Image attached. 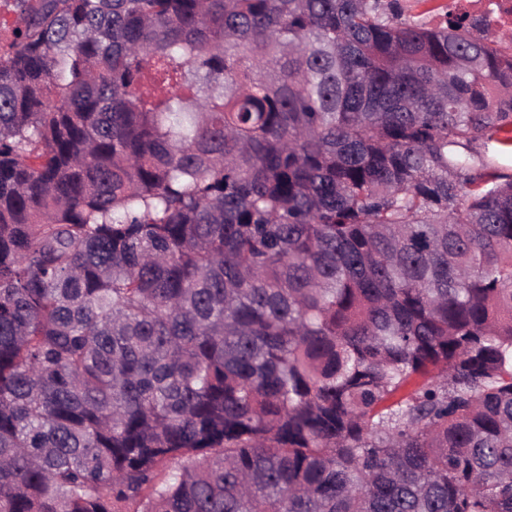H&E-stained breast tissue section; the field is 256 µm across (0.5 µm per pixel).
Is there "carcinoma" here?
Listing matches in <instances>:
<instances>
[{
    "label": "carcinoma",
    "instance_id": "obj_1",
    "mask_svg": "<svg viewBox=\"0 0 512 512\" xmlns=\"http://www.w3.org/2000/svg\"><path fill=\"white\" fill-rule=\"evenodd\" d=\"M0 512H512V46L402 0H14Z\"/></svg>",
    "mask_w": 512,
    "mask_h": 512
}]
</instances>
